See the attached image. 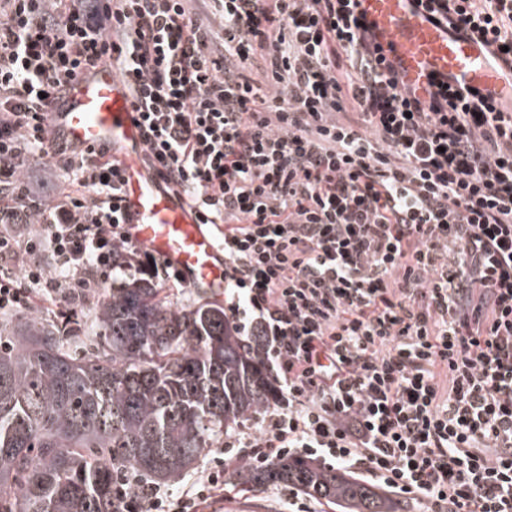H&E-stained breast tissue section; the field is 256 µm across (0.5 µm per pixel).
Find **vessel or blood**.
Masks as SVG:
<instances>
[{"mask_svg": "<svg viewBox=\"0 0 512 512\" xmlns=\"http://www.w3.org/2000/svg\"><path fill=\"white\" fill-rule=\"evenodd\" d=\"M387 60L417 91L428 83L476 90L512 102V75L490 57L483 40L436 23L423 0H359ZM51 133L70 150H107L122 163L123 207L132 240L151 248L196 292L224 295V249L183 196L165 191L142 160V124L118 64L100 65L72 81L51 112Z\"/></svg>", "mask_w": 512, "mask_h": 512, "instance_id": "b4317fda", "label": "vessel or blood"}]
</instances>
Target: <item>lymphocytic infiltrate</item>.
I'll return each mask as SVG.
<instances>
[{"label": "lymphocytic infiltrate", "instance_id": "lymphocytic-infiltrate-1", "mask_svg": "<svg viewBox=\"0 0 512 512\" xmlns=\"http://www.w3.org/2000/svg\"><path fill=\"white\" fill-rule=\"evenodd\" d=\"M512 71V0H427ZM357 0H0V315L88 304L125 232L106 151L49 139L58 94L118 54L145 160L224 246V312L279 402L177 494L117 475L114 512H198L227 465L314 456L424 512H512V112L412 94ZM62 173L42 207L33 157Z\"/></svg>", "mask_w": 512, "mask_h": 512}]
</instances>
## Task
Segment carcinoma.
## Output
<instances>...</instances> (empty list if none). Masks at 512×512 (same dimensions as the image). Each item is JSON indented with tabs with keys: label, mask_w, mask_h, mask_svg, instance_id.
I'll return each mask as SVG.
<instances>
[{
	"label": "carcinoma",
	"mask_w": 512,
	"mask_h": 512,
	"mask_svg": "<svg viewBox=\"0 0 512 512\" xmlns=\"http://www.w3.org/2000/svg\"><path fill=\"white\" fill-rule=\"evenodd\" d=\"M129 263L112 250L120 282L98 303L96 334L79 352L64 347L55 323L0 325V512H113L115 470L179 475L277 402L262 337L239 335L217 303L173 306L159 281L128 272ZM227 473L343 512L414 508L304 458Z\"/></svg>",
	"instance_id": "carcinoma-1"
}]
</instances>
